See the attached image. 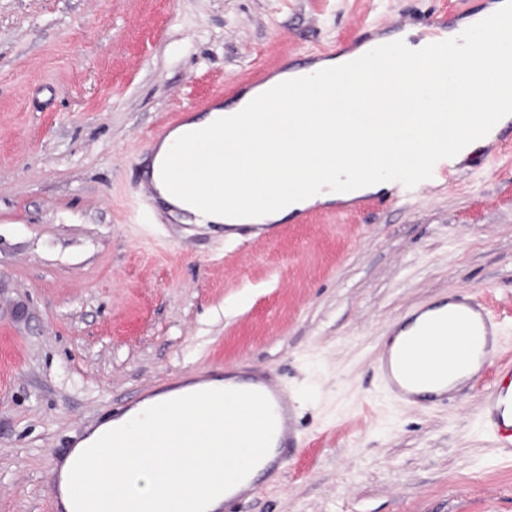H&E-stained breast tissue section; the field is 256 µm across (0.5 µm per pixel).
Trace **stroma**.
<instances>
[{
    "instance_id": "1",
    "label": "stroma",
    "mask_w": 512,
    "mask_h": 512,
    "mask_svg": "<svg viewBox=\"0 0 512 512\" xmlns=\"http://www.w3.org/2000/svg\"><path fill=\"white\" fill-rule=\"evenodd\" d=\"M462 2L488 0H0V512H56L86 428L236 365L272 368L299 446L235 512H512L491 378L438 406L375 374L415 311L474 294L512 362L511 136L406 206L379 192L260 236L135 217L137 161L180 107Z\"/></svg>"
}]
</instances>
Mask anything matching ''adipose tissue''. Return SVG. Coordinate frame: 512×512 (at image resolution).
Listing matches in <instances>:
<instances>
[{"mask_svg":"<svg viewBox=\"0 0 512 512\" xmlns=\"http://www.w3.org/2000/svg\"><path fill=\"white\" fill-rule=\"evenodd\" d=\"M488 15L499 18L502 35L485 51L476 30ZM400 46L397 55L372 57L362 47L303 71H282L226 112L217 160L224 208L212 212L211 221L276 222L316 205L377 193L383 187L378 170L393 158L417 162L436 145L463 157L490 145L494 128L478 126L489 72L499 74V120L512 119V0H494L439 44L405 36ZM208 129V120H194L162 141L155 162L164 168V182L186 181L176 157L179 144L187 131ZM245 411L243 402L225 400L219 378L145 401L128 414L149 430L145 447H106L109 421L91 430L58 467V508L70 512V489L80 484L106 492L98 512H214L220 502L207 490L223 484L241 454L221 444L179 448L166 435L175 417L187 412L220 432Z\"/></svg>","mask_w":512,"mask_h":512,"instance_id":"ef3b65f1","label":"adipose tissue"}]
</instances>
